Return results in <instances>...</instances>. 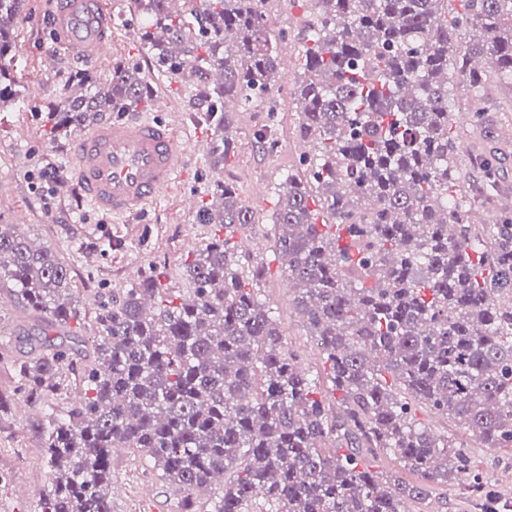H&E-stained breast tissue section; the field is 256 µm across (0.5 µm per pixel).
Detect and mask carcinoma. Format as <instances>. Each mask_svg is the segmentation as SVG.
Wrapping results in <instances>:
<instances>
[{
	"instance_id": "cac0c4a2",
	"label": "carcinoma",
	"mask_w": 512,
	"mask_h": 512,
	"mask_svg": "<svg viewBox=\"0 0 512 512\" xmlns=\"http://www.w3.org/2000/svg\"><path fill=\"white\" fill-rule=\"evenodd\" d=\"M25 0H0V103L13 97L7 67ZM170 0H138L139 39L159 70L191 71L203 120L234 148L224 101L248 106L279 70L264 0H199L188 14ZM304 69L291 94L314 143L304 176L288 174L271 228L273 260L288 280L328 364L327 382L302 364L273 308L259 298L265 267L245 270L234 233L255 223L233 188L214 185L199 212L224 236L185 262L193 285L175 295L151 273L95 311L92 350L68 335L83 312L69 301V270L49 246L0 231V282L59 339L29 337L17 358L16 394L47 411L49 481L35 512H112V449L132 448L177 495L176 512H405L410 500L464 472L483 482L462 443L418 419L429 410L512 449V215L475 224L471 212L498 188L489 146L464 179L449 118L469 88L481 127L493 85L512 86V0H314ZM478 32L465 50L456 31ZM57 128L132 112L143 83L130 69L77 79ZM255 140L274 146V108ZM80 377L79 405L50 396L64 374ZM392 456L419 482L391 481L370 460Z\"/></svg>"
}]
</instances>
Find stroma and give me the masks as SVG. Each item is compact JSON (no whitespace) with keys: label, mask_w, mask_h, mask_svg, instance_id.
Masks as SVG:
<instances>
[{"label":"stroma","mask_w":512,"mask_h":512,"mask_svg":"<svg viewBox=\"0 0 512 512\" xmlns=\"http://www.w3.org/2000/svg\"><path fill=\"white\" fill-rule=\"evenodd\" d=\"M112 38L102 62L87 63L77 58L54 55V0H27L26 9L14 31L16 53L10 73L18 90L15 103L0 109V225L17 224L36 245L54 248L69 265L72 295L85 317L76 327L77 335L93 343L98 329L93 318L104 291L131 287L142 276L161 272L164 287L187 292L190 283L183 273L185 259L193 257L216 233L212 224L199 223L196 214L182 205L192 193L199 204L212 200L215 181L234 187L237 196L256 214L249 228L250 242L241 250L243 261H265L267 277L261 292L278 319L289 344L304 353L310 370L322 369L323 360L309 336L302 316L281 288L286 283L277 262L272 261L266 233L275 218L282 183L288 173L300 171V159L311 153L312 144L300 132V112L290 94L302 73L300 51L307 24L314 13L313 0H265L270 16V34L280 56L290 65L279 78L268 100L230 110V132L236 143L233 156L217 163L213 154L197 155L189 135L203 131L214 141L198 112L196 84L166 77L154 68L150 52L138 38L143 22L136 0H111ZM137 70L149 88L143 114L159 117L175 130L184 150L190 153L186 180L149 208L146 214L112 217L82 206L76 198L60 193L72 158L70 147L77 132L68 129L51 133L44 127L45 112L63 104L75 86V75L91 72L107 75L113 62ZM275 104L278 117L277 144L258 147L253 133L265 124L268 104ZM491 110L487 119L506 154L504 178L512 188V87L496 86L490 91ZM57 169L50 185L51 203H44L40 172L46 165ZM29 318L23 302L0 309V344H9L11 353L0 357V392L11 401L0 413V512H35L42 490L25 480L31 471H42L43 415L24 412L21 398L15 397V365L12 352L18 351ZM486 492L497 502L512 506V450L472 448ZM176 497L147 467L134 450L112 459V512H174ZM413 512H483L480 500L470 496L465 481L454 479L430 487L423 502L412 505Z\"/></svg>","instance_id":"1"}]
</instances>
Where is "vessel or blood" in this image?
<instances>
[{"instance_id": "vessel-or-blood-1", "label": "vessel or blood", "mask_w": 512, "mask_h": 512, "mask_svg": "<svg viewBox=\"0 0 512 512\" xmlns=\"http://www.w3.org/2000/svg\"><path fill=\"white\" fill-rule=\"evenodd\" d=\"M58 45L98 62L107 54L111 11L102 0H57ZM67 189L80 190L91 208L135 216L162 197L183 174L186 159L174 129L135 117L92 126L74 145Z\"/></svg>"}]
</instances>
